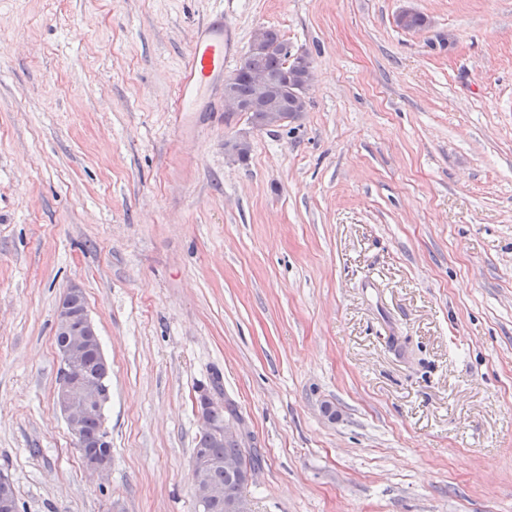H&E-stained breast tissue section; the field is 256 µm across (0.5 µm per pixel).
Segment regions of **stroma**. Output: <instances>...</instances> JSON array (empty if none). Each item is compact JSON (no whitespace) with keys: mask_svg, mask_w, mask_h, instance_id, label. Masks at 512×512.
I'll list each match as a JSON object with an SVG mask.
<instances>
[{"mask_svg":"<svg viewBox=\"0 0 512 512\" xmlns=\"http://www.w3.org/2000/svg\"><path fill=\"white\" fill-rule=\"evenodd\" d=\"M219 8L232 68L261 26L309 54L297 119L178 112ZM74 285L111 366L102 478L54 403ZM216 374L262 460L252 512H512V0H0L20 512H197Z\"/></svg>","mask_w":512,"mask_h":512,"instance_id":"obj_1","label":"stroma"}]
</instances>
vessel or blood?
Returning a JSON list of instances; mask_svg holds the SVG:
<instances>
[{"instance_id": "obj_1", "label": "vessel or blood", "mask_w": 512, "mask_h": 512, "mask_svg": "<svg viewBox=\"0 0 512 512\" xmlns=\"http://www.w3.org/2000/svg\"><path fill=\"white\" fill-rule=\"evenodd\" d=\"M233 56L230 37L224 29V14L216 12L198 29L191 43L188 62L180 79V109L194 111L201 95L222 78Z\"/></svg>"}]
</instances>
